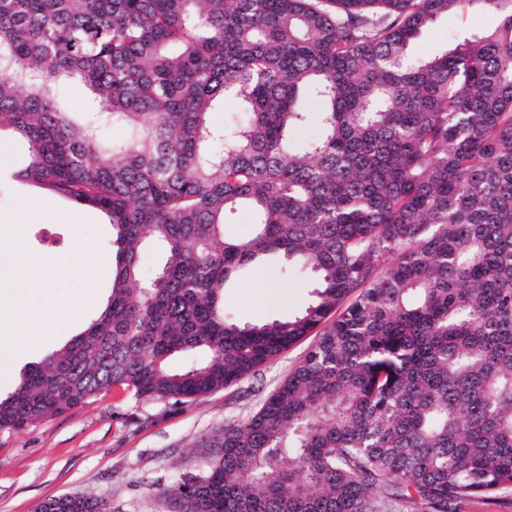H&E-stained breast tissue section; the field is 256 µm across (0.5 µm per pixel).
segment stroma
<instances>
[{
    "label": "stroma",
    "mask_w": 512,
    "mask_h": 512,
    "mask_svg": "<svg viewBox=\"0 0 512 512\" xmlns=\"http://www.w3.org/2000/svg\"><path fill=\"white\" fill-rule=\"evenodd\" d=\"M495 21L493 13L471 7L438 18L411 49L429 57L448 46L452 33L478 32ZM0 141L8 145V158L0 163V215H20L29 247L46 265L65 266L46 287L20 288L24 304L36 312L79 305L83 319L93 320L112 282L111 224L99 211L19 179L28 146L6 130L0 132ZM95 265L105 274L94 286L86 273ZM312 291L308 276L293 273L285 278L279 270L261 268L226 289L224 304L240 322L256 324L299 314L312 301ZM75 335L70 321L55 319L52 335L32 337L33 349L26 353L0 336V367L12 371L0 379V396L12 393L27 366L41 362ZM312 343V338H304L238 385L183 405L139 403L115 387L85 406L0 436V512H33L37 504L62 495L106 499L112 512H172L162 490L192 472L200 441L225 420L255 410Z\"/></svg>",
    "instance_id": "obj_1"
}]
</instances>
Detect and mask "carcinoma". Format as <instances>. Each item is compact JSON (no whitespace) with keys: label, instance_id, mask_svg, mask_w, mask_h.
Here are the masks:
<instances>
[{"label":"carcinoma","instance_id":"obj_1","mask_svg":"<svg viewBox=\"0 0 512 512\" xmlns=\"http://www.w3.org/2000/svg\"><path fill=\"white\" fill-rule=\"evenodd\" d=\"M471 4L498 24L412 54ZM72 81L95 102L76 118L52 94ZM6 127L20 179L109 218L116 263L102 313L0 398V434L115 386L185 404L313 336L164 490L175 512H456L512 487V0H0ZM238 207L252 231L228 239ZM277 260L313 300L240 324L224 288Z\"/></svg>","mask_w":512,"mask_h":512}]
</instances>
